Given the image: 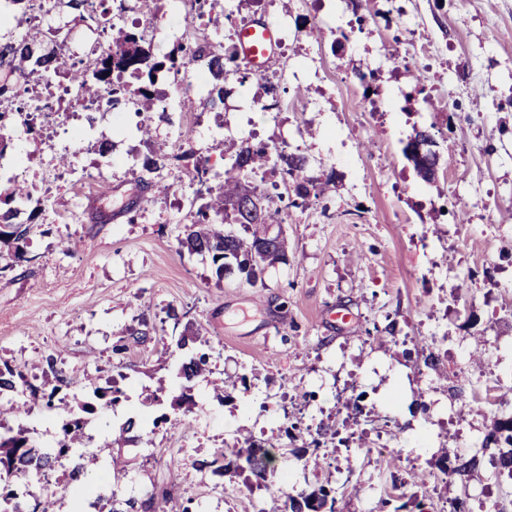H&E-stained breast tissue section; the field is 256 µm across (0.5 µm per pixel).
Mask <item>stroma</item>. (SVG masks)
<instances>
[{
	"mask_svg": "<svg viewBox=\"0 0 512 512\" xmlns=\"http://www.w3.org/2000/svg\"><path fill=\"white\" fill-rule=\"evenodd\" d=\"M223 24L198 28L213 46L266 22L280 44L265 78L279 109L262 111L256 78L228 76L223 111L208 87L178 91L166 115L122 109L118 124L87 122L78 140L10 124L0 191L27 185L22 213L37 211L25 261L0 272V364L31 383L18 424L37 448L59 438L70 406L120 375L128 399L92 416L84 451L99 457L87 480L113 490L93 512H144L170 493L173 512H266L273 490L321 486L337 512H396L394 485L420 474L422 512H446L467 496L471 512L512 498V480L481 468L448 481L446 460L465 457L493 421L512 411V0H220ZM177 19L169 0L127 13L118 25L171 51ZM374 74L379 107L364 110L354 72ZM422 96L406 101L412 89ZM151 124L146 143L141 124ZM433 127L439 173L425 182L402 148ZM258 139L305 153L333 183L306 209L278 201L288 261L263 284L217 281L209 260L178 241L207 199L196 178L224 179V147ZM107 153H100V143ZM164 167L141 170L151 144ZM175 307L179 320L168 319ZM155 332L138 345V320ZM210 357L207 378L182 388L177 362H161L186 325ZM442 367L425 366L427 352ZM223 383L224 399L212 386ZM493 388L495 403L474 394ZM309 400L298 399V391ZM159 399H152V392ZM193 413L174 407L181 394ZM169 423L135 443L104 447L128 416ZM321 431L320 441L311 434ZM278 442L266 480L208 467L243 438ZM121 456L126 466L113 469Z\"/></svg>",
	"mask_w": 512,
	"mask_h": 512,
	"instance_id": "35a3bbf8",
	"label": "stroma"
}]
</instances>
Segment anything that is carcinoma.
I'll list each match as a JSON object with an SVG mask.
<instances>
[{"instance_id":"cac0c4a2","label":"carcinoma","mask_w":512,"mask_h":512,"mask_svg":"<svg viewBox=\"0 0 512 512\" xmlns=\"http://www.w3.org/2000/svg\"><path fill=\"white\" fill-rule=\"evenodd\" d=\"M68 6L76 14V18L87 21L96 27L104 28L111 23L109 12H87L84 0H68ZM61 28L49 26L38 29L5 42L0 41V102L17 98L24 90V79L32 69L49 72L57 71L61 50L36 51V45L44 38L58 37ZM206 62L213 82L209 91V102L217 109L224 104V81L230 73L241 70V61L237 46L233 43L217 53L206 41L193 40L179 43L173 51L162 59L153 53L151 45L143 43L135 33L118 31L112 39L111 50L96 57L94 67L88 71L83 67V59L72 57L69 74L71 81L84 92L87 99H95L101 93L112 91V108L128 103L136 107V112L156 111L157 97L151 90L154 85L152 76L168 68L183 66L195 58ZM137 79L147 78V82L133 86L125 80L126 74ZM228 168L224 171V184L218 188H207L209 201L198 210L197 220L186 227L184 237L179 244L192 254L205 256L215 267L217 278L236 274L251 284H257L266 266L275 262L287 261L285 239L281 238L267 245L266 250L260 249L261 235L264 225L276 223V212L272 211L273 196L261 190L259 186L246 187L243 182L257 176L259 172L272 174L281 172L292 178V192L295 199L291 206L304 208L312 197H318L332 182V175H306L308 157L303 153L290 152L286 148L277 149L268 145L256 146L242 143L231 147L228 152ZM18 209H7L0 212V240L8 236L19 242L27 234V228L13 223ZM195 332L182 335L176 341V348L186 352L185 358L177 367L176 377L186 385L198 378L206 377L209 372V356L198 352L192 347L196 343ZM25 384L21 371L5 364L0 367V474H5L0 485V502L10 508V512H21L19 503L13 501L9 479L39 476L53 467L58 456L70 449L83 444L86 422L80 413H92L95 407L91 403L79 406V412H69V416L61 425V436L53 449L35 452L28 443L24 431L13 430L8 425L7 417L17 416L26 411L12 399L19 386ZM101 392L98 400L107 406L118 404L124 397L123 390L112 380L105 387L95 388ZM139 428L135 418H128L119 426L115 437L106 441L103 447L110 448L116 444L125 445L134 441L131 433ZM245 447L237 451L236 458L221 463L219 456H214L208 463L218 470L235 467L248 470L258 479L266 478L269 464L273 456L271 449L278 444L269 442L267 445H256L245 439ZM484 451L477 459H468L460 464L444 468V474L462 481L469 473L483 463H488L495 472L512 480V413L502 414L493 423L491 430L482 441ZM94 454L77 456L72 467L75 476L76 506H81V497L85 486L83 477L97 464ZM277 512H336V498L330 496V490L321 486L309 493L302 492L280 501L274 500Z\"/></svg>"}]
</instances>
